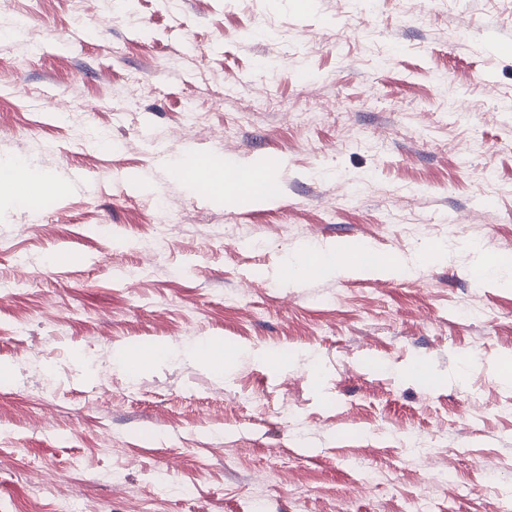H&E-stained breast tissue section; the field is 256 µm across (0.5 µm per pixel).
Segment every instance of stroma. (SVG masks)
Wrapping results in <instances>:
<instances>
[{
    "label": "stroma",
    "instance_id": "obj_1",
    "mask_svg": "<svg viewBox=\"0 0 512 512\" xmlns=\"http://www.w3.org/2000/svg\"><path fill=\"white\" fill-rule=\"evenodd\" d=\"M191 152L283 166L227 204L171 178ZM21 155L66 193L0 207V512H512V290L465 246L512 254V0H0V162ZM156 199L182 228L131 289ZM436 224L448 260L412 280L271 276L307 242L411 260ZM198 336L229 378L117 367Z\"/></svg>",
    "mask_w": 512,
    "mask_h": 512
}]
</instances>
